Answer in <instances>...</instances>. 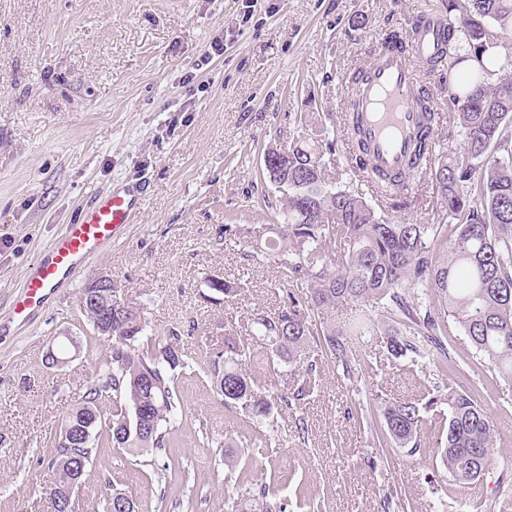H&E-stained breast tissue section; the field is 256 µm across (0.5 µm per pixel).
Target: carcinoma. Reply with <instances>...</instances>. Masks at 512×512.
<instances>
[{
	"instance_id": "carcinoma-1",
	"label": "carcinoma",
	"mask_w": 512,
	"mask_h": 512,
	"mask_svg": "<svg viewBox=\"0 0 512 512\" xmlns=\"http://www.w3.org/2000/svg\"><path fill=\"white\" fill-rule=\"evenodd\" d=\"M443 54L448 60V115L457 121L462 142L436 156L420 148L407 172L383 176L368 171L367 151L355 104L348 100L347 131L358 156L355 174L390 199L427 171L446 204L447 224L396 223L378 212L359 189H339L332 181L336 160L321 144L326 130L308 113L299 115L302 135L288 143V169L265 170L280 185L285 207L278 213L276 238L265 241L268 255L303 291L308 308L294 295L280 312L251 315L245 333H224V351L211 359V376L224 405L251 419L294 410L310 396L316 365L307 361L317 342L350 380L359 376L353 341L383 336L394 358L443 352L445 375L461 370L446 342L451 326L469 337L476 351L512 387V54L504 35L512 31V0H447ZM461 62L466 76H454ZM417 100L427 125L442 113L430 108L427 89ZM358 305V313L336 322V311ZM389 314L382 326L378 311ZM101 358L104 371L88 377L81 400L68 413L69 432L55 439L50 482L69 488L100 448H122L132 456L163 453L180 469L172 433L182 424L175 372L188 367L187 352L174 334L146 333L141 308L132 302L112 309V335ZM273 372L288 367L290 381L259 386L249 365ZM478 390L455 389L421 398L377 397L359 410L379 447L416 448L427 422L442 429L440 458L455 484L470 488L493 462L498 430ZM92 512H140L139 502L113 491L90 505ZM288 501L253 505L236 501L231 512H287Z\"/></svg>"
}]
</instances>
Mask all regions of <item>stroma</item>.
Masks as SVG:
<instances>
[{
	"label": "stroma",
	"mask_w": 512,
	"mask_h": 512,
	"mask_svg": "<svg viewBox=\"0 0 512 512\" xmlns=\"http://www.w3.org/2000/svg\"><path fill=\"white\" fill-rule=\"evenodd\" d=\"M442 0H0V512H53L36 480L48 478L53 439L105 343L83 316L81 293L111 272L144 311L150 335L178 334L192 353L176 389L174 434L185 467L169 480L165 454L151 464L98 449L79 498L111 489L142 512H230L269 485L288 512H512V389L460 329L448 352L462 370L443 379L435 359L389 357L383 339L354 345L363 374L351 383L312 348L317 386L299 413L251 420L225 407L210 371L231 324L277 312L291 290L248 225L266 223L281 195L259 175L267 148L298 134L312 113L336 142L338 187H357L349 156L345 75L364 66L392 28L410 30ZM223 51L209 54L211 43ZM137 185L133 221L75 281L56 289L29 324L10 318L14 294L44 248L96 195ZM391 220H448L421 180ZM235 282L227 298L208 285ZM76 337L72 362L48 368L49 345ZM476 384L500 441L483 481L453 485L426 426L416 450L382 448L352 417L356 393L385 399ZM304 431H297L296 419ZM235 455L251 473L224 468Z\"/></svg>",
	"instance_id": "obj_1"
}]
</instances>
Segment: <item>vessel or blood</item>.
Listing matches in <instances>:
<instances>
[{
	"instance_id": "b4317fda",
	"label": "vessel or blood",
	"mask_w": 512,
	"mask_h": 512,
	"mask_svg": "<svg viewBox=\"0 0 512 512\" xmlns=\"http://www.w3.org/2000/svg\"><path fill=\"white\" fill-rule=\"evenodd\" d=\"M446 21L424 13L412 29L411 46L382 47L363 69L351 94L360 113L370 167L385 173L405 169L421 140H435L417 102L421 65L441 57ZM136 210L131 192H112L82 208L40 253L13 304L14 316L30 322L52 292L71 282L83 265L110 245Z\"/></svg>"
}]
</instances>
